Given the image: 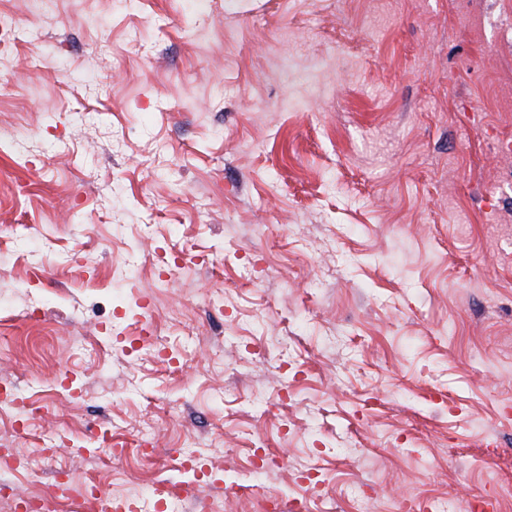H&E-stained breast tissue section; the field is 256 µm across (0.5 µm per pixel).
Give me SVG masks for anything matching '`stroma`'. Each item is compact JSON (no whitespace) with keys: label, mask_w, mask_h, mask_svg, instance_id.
<instances>
[{"label":"stroma","mask_w":512,"mask_h":512,"mask_svg":"<svg viewBox=\"0 0 512 512\" xmlns=\"http://www.w3.org/2000/svg\"><path fill=\"white\" fill-rule=\"evenodd\" d=\"M0 20V386L75 400L33 433L192 443L182 512H354L364 485L368 512H512V0Z\"/></svg>","instance_id":"obj_1"}]
</instances>
